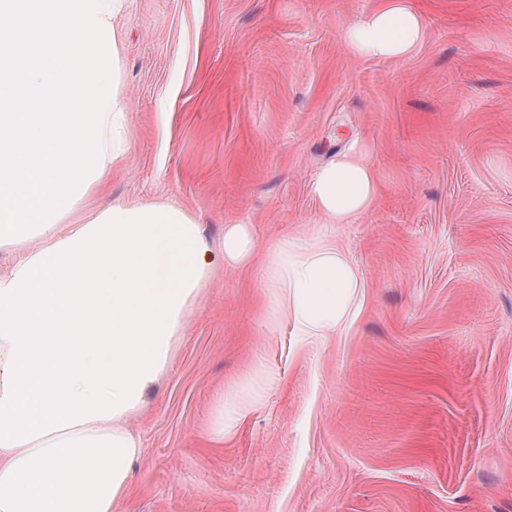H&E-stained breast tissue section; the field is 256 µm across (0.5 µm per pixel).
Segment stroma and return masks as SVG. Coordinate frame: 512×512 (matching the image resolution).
<instances>
[{"label": "stroma", "mask_w": 512, "mask_h": 512, "mask_svg": "<svg viewBox=\"0 0 512 512\" xmlns=\"http://www.w3.org/2000/svg\"><path fill=\"white\" fill-rule=\"evenodd\" d=\"M380 0H128L133 147L106 200L164 202L220 242L326 235L366 281L315 342L259 261L215 272L156 388L115 512H512V0H408L409 57L352 55ZM365 149L372 207L325 224L308 192ZM262 400L218 419L254 380Z\"/></svg>", "instance_id": "35a3bbf8"}]
</instances>
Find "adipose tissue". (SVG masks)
Returning <instances> with one entry per match:
<instances>
[{"label": "adipose tissue", "instance_id": "adipose-tissue-1", "mask_svg": "<svg viewBox=\"0 0 512 512\" xmlns=\"http://www.w3.org/2000/svg\"><path fill=\"white\" fill-rule=\"evenodd\" d=\"M125 4L0 0V249H25L0 275V512H112L142 453L127 421L212 272L211 246L184 210L113 201L83 217L131 149ZM424 36L407 0H383L344 43L397 60ZM22 39L30 51L17 50ZM376 183L351 150L315 173L309 193L324 223L349 224ZM263 270L279 312L308 338L342 329L366 287L331 241L284 236Z\"/></svg>", "mask_w": 512, "mask_h": 512}]
</instances>
